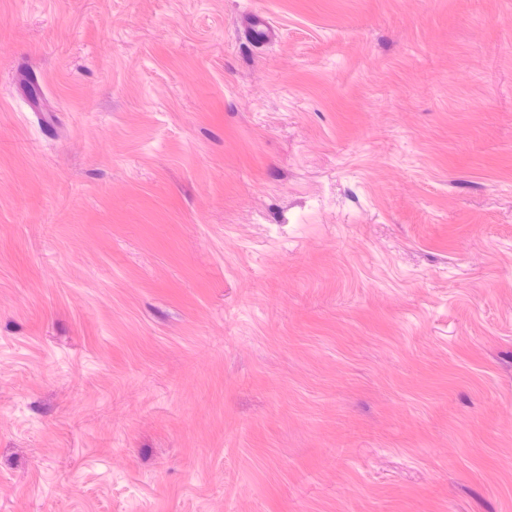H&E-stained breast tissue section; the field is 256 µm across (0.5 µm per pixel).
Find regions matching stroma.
Masks as SVG:
<instances>
[{"label": "stroma", "mask_w": 512, "mask_h": 512, "mask_svg": "<svg viewBox=\"0 0 512 512\" xmlns=\"http://www.w3.org/2000/svg\"><path fill=\"white\" fill-rule=\"evenodd\" d=\"M0 512H512V0H0Z\"/></svg>", "instance_id": "1"}]
</instances>
